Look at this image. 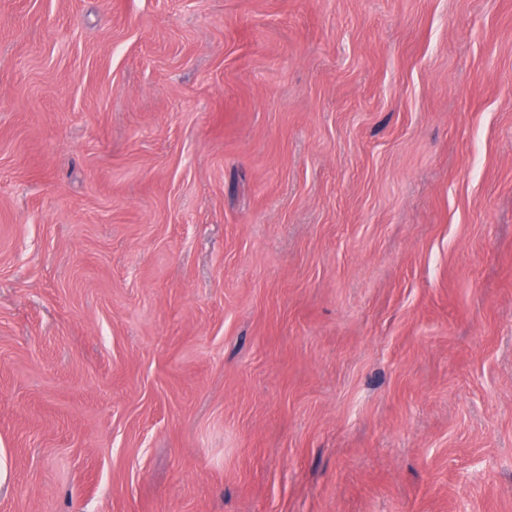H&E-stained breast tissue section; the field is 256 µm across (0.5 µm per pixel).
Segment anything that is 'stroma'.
Instances as JSON below:
<instances>
[{
  "label": "stroma",
  "instance_id": "1",
  "mask_svg": "<svg viewBox=\"0 0 512 512\" xmlns=\"http://www.w3.org/2000/svg\"><path fill=\"white\" fill-rule=\"evenodd\" d=\"M0 512H512V0H0Z\"/></svg>",
  "mask_w": 512,
  "mask_h": 512
}]
</instances>
